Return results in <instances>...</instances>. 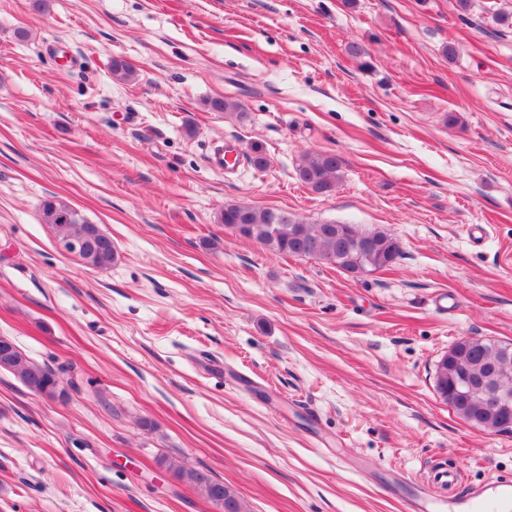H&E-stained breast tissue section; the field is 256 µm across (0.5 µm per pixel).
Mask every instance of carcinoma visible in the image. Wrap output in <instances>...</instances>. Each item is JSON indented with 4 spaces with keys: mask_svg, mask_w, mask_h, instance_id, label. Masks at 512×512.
I'll use <instances>...</instances> for the list:
<instances>
[{
    "mask_svg": "<svg viewBox=\"0 0 512 512\" xmlns=\"http://www.w3.org/2000/svg\"><path fill=\"white\" fill-rule=\"evenodd\" d=\"M112 74L120 80H133L136 68L125 60H115L112 62ZM296 175L311 192L327 195L342 177V161L331 152L307 151L300 158ZM42 219L53 228L58 241H80L91 232V225L63 201H44ZM241 220L245 222L244 238L272 253L316 259L354 276L387 269L402 256L399 240L384 229H366L346 223L305 224L284 210L255 208L243 203L225 205L217 217L218 223L228 229ZM364 238L373 240L371 249L363 250L358 246ZM79 260L90 268L107 269L117 260V251L112 248L105 251L88 249L81 253ZM491 352L492 343L462 337L454 345L455 358L448 359L446 364H436L434 378L451 383L448 369L458 361L468 367L474 380L484 379L495 386L507 383L512 387V358L498 363L491 372L489 366L494 363ZM0 369L17 374L25 387L37 396L55 399L63 395L58 386V372L32 361L17 347L9 358H0ZM443 401L458 417L476 428L486 429L495 418V413L485 405L481 388L474 390L466 404L455 402L449 395ZM180 475L207 500L224 505L226 512H248L245 503L231 487L209 474L201 470H182Z\"/></svg>",
    "mask_w": 512,
    "mask_h": 512,
    "instance_id": "1",
    "label": "carcinoma"
}]
</instances>
